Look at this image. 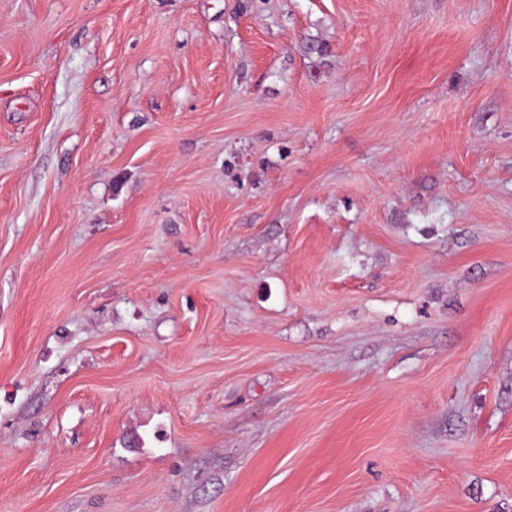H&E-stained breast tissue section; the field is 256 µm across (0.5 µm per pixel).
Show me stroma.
Segmentation results:
<instances>
[{"instance_id": "stroma-1", "label": "stroma", "mask_w": 512, "mask_h": 512, "mask_svg": "<svg viewBox=\"0 0 512 512\" xmlns=\"http://www.w3.org/2000/svg\"><path fill=\"white\" fill-rule=\"evenodd\" d=\"M0 512H512V0H0Z\"/></svg>"}]
</instances>
